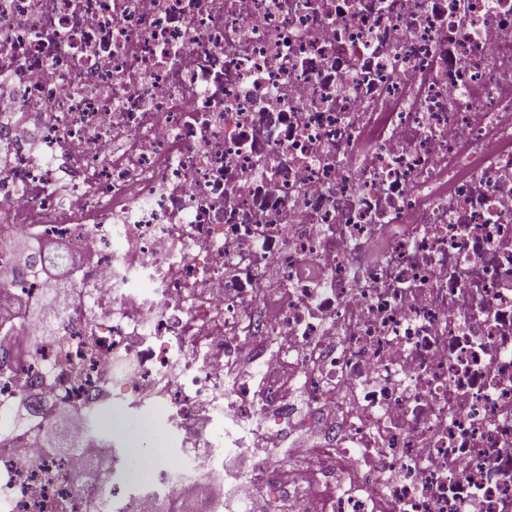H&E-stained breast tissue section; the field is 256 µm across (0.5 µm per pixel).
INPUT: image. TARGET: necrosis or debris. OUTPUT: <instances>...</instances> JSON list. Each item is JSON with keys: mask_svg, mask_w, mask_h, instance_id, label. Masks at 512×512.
I'll return each instance as SVG.
<instances>
[{"mask_svg": "<svg viewBox=\"0 0 512 512\" xmlns=\"http://www.w3.org/2000/svg\"><path fill=\"white\" fill-rule=\"evenodd\" d=\"M0 224L85 257L0 512H512V0H0Z\"/></svg>", "mask_w": 512, "mask_h": 512, "instance_id": "1", "label": "necrosis or debris"}]
</instances>
